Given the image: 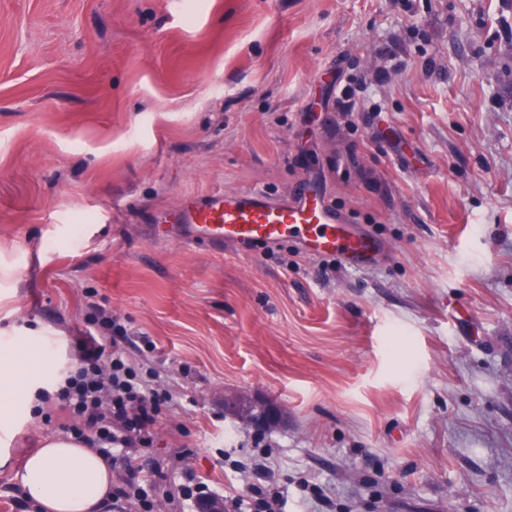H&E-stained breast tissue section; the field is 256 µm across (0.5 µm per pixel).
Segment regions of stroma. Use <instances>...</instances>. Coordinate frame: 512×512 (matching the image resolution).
<instances>
[{
    "label": "stroma",
    "mask_w": 512,
    "mask_h": 512,
    "mask_svg": "<svg viewBox=\"0 0 512 512\" xmlns=\"http://www.w3.org/2000/svg\"><path fill=\"white\" fill-rule=\"evenodd\" d=\"M305 186L377 265L180 241L187 197ZM94 306L174 396L168 512L261 461L288 512H512V0H0V331L79 365ZM224 406L228 410L242 411L253 426L260 430H272L284 422L283 415L272 405L250 401L238 395L228 394L224 397Z\"/></svg>",
    "instance_id": "stroma-1"
}]
</instances>
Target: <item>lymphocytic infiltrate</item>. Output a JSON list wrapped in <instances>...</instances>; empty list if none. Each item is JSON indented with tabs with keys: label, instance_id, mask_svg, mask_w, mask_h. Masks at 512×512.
<instances>
[{
	"label": "lymphocytic infiltrate",
	"instance_id": "lymphocytic-infiltrate-1",
	"mask_svg": "<svg viewBox=\"0 0 512 512\" xmlns=\"http://www.w3.org/2000/svg\"><path fill=\"white\" fill-rule=\"evenodd\" d=\"M98 329L111 335V346L92 342L83 367L67 377L58 397L65 400L78 439L111 451L112 507L145 497L167 475L159 464L149 462L147 452L171 394L146 384L123 349L129 340L126 326L112 315L95 314Z\"/></svg>",
	"mask_w": 512,
	"mask_h": 512
}]
</instances>
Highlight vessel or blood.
<instances>
[{"label":"vessel or blood","instance_id":"1","mask_svg":"<svg viewBox=\"0 0 512 512\" xmlns=\"http://www.w3.org/2000/svg\"><path fill=\"white\" fill-rule=\"evenodd\" d=\"M178 219L181 239L191 246H223L249 256L294 236L308 254L337 256L353 265L372 266L382 255L376 240L344 224L311 190L281 200L261 190L193 196Z\"/></svg>","mask_w":512,"mask_h":512}]
</instances>
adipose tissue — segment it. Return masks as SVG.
<instances>
[{
  "label": "adipose tissue",
  "mask_w": 512,
  "mask_h": 512,
  "mask_svg": "<svg viewBox=\"0 0 512 512\" xmlns=\"http://www.w3.org/2000/svg\"><path fill=\"white\" fill-rule=\"evenodd\" d=\"M68 375L65 344L57 336H0V469L11 466L10 447L21 421L17 405L34 406ZM16 479L40 512H110L112 461L74 439L44 441Z\"/></svg>",
  "instance_id": "adipose-tissue-1"
}]
</instances>
